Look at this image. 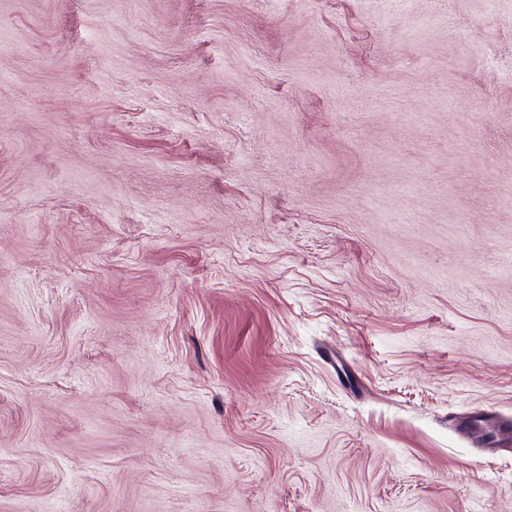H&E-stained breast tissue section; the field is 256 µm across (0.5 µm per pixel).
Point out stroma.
<instances>
[{"label":"stroma","instance_id":"1","mask_svg":"<svg viewBox=\"0 0 512 512\" xmlns=\"http://www.w3.org/2000/svg\"><path fill=\"white\" fill-rule=\"evenodd\" d=\"M512 0H0V512H512Z\"/></svg>","mask_w":512,"mask_h":512}]
</instances>
